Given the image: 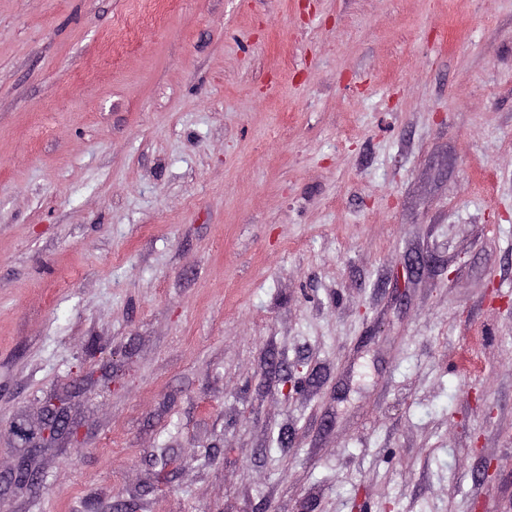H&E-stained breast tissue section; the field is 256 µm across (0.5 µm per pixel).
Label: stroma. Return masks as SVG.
<instances>
[{
    "instance_id": "obj_1",
    "label": "stroma",
    "mask_w": 512,
    "mask_h": 512,
    "mask_svg": "<svg viewBox=\"0 0 512 512\" xmlns=\"http://www.w3.org/2000/svg\"><path fill=\"white\" fill-rule=\"evenodd\" d=\"M144 6L0 0V512H507L512 0ZM42 428L38 433L31 431L27 424L22 421H15L13 429L16 435L25 443H34L31 447H41L40 444L49 438L68 435L71 433V422L66 407L61 403H53L47 407L42 419ZM38 439V441H37ZM34 470L32 455H23L18 460L6 482L15 486H28L34 480Z\"/></svg>"
}]
</instances>
